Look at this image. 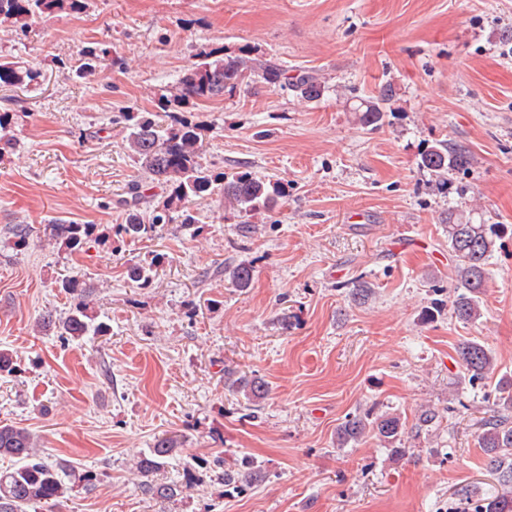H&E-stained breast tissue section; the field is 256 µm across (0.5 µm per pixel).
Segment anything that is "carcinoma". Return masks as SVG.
Segmentation results:
<instances>
[{
	"label": "carcinoma",
	"instance_id": "cac0c4a2",
	"mask_svg": "<svg viewBox=\"0 0 512 512\" xmlns=\"http://www.w3.org/2000/svg\"><path fill=\"white\" fill-rule=\"evenodd\" d=\"M83 8L81 0H0V23L11 22L22 32L35 20L66 10ZM38 73L17 62H0V89L30 83ZM268 84L291 81L301 96L317 101L324 86L312 73L288 77L285 70L258 58L229 55L209 61V54L200 52L186 66L179 79L176 91L161 98L163 112H187L194 106L233 93L237 88L249 85L255 78ZM392 101L389 86L381 88L373 100L362 99L353 111L361 113L365 124L382 120ZM128 150L134 162L156 184L168 190L166 201L159 203L144 220L137 209L127 214L124 232L137 236L159 224L171 221L172 207L194 200H203L211 194L212 177L202 164L203 140L199 125L186 117L170 126H163L156 115L144 114L138 119L126 137ZM421 164L433 175L442 177L448 170H465L469 158L465 152L446 144L429 149L421 158ZM284 190L277 183H267L248 175H234L224 182V201L247 215L268 212L278 206ZM49 239L60 241L71 251L82 248L93 233L92 224H49ZM448 251L454 259L452 270L455 276V295L452 300L453 314L464 323H474L482 315L480 299L485 292L488 260L495 247L494 234L487 224H472L453 216L448 217ZM253 269L241 264L231 271L237 287L245 288L252 279ZM62 287L81 295L66 317L58 320L59 335L77 338L91 329L87 313L86 290L77 280H67ZM371 283L362 278L351 282L349 295L362 301L372 294ZM458 356L472 382L482 381L495 373V362L491 353L479 342L467 340L458 346ZM227 387L242 392L250 401H258L268 393L266 383L258 378H228ZM497 405L512 410V377L500 378L497 385ZM402 424L396 416L382 415L369 420L368 415L349 418L337 433L341 445L356 442L366 433L373 432L388 443L398 440ZM477 442L485 456L488 471L497 476L504 491L479 505L478 512H512V417L491 416L478 421ZM176 442L159 439L150 453L140 456L135 462L138 473L145 477L143 490L156 499H171L179 489L154 480L163 468ZM0 456L18 459L14 469L0 471V512H26L43 504L59 501L63 494L72 490L64 478L90 481L91 476L78 474L73 466L65 462H49L37 448L35 436L26 428L14 425L0 426Z\"/></svg>",
	"mask_w": 512,
	"mask_h": 512
}]
</instances>
